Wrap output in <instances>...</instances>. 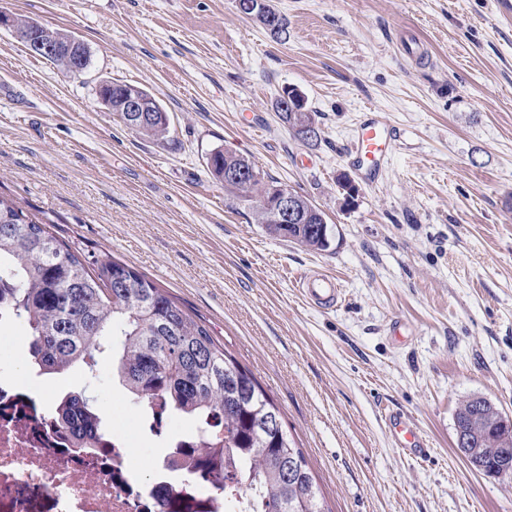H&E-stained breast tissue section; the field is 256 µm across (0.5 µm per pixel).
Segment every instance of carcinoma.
Segmentation results:
<instances>
[{
    "label": "carcinoma",
    "instance_id": "cac0c4a2",
    "mask_svg": "<svg viewBox=\"0 0 512 512\" xmlns=\"http://www.w3.org/2000/svg\"><path fill=\"white\" fill-rule=\"evenodd\" d=\"M251 19L275 36L288 22L270 0H251ZM103 98L120 111L119 83H100ZM151 106L146 122L134 131L157 139L169 133V115L143 88ZM276 110L292 128L315 122V114L294 88L282 89ZM246 166L252 182L242 188L224 180V171ZM213 178L275 237L311 250L330 247L324 213L310 201L295 224H272L268 212L272 188L251 160L230 149L208 158ZM0 309L26 326L31 365L42 374L80 366L90 372L112 358L126 389L145 407L159 402L169 413L192 420L197 438L191 448L173 453L186 458L185 470L213 474L222 492L260 493L263 512H326L302 450L284 427L270 428L267 418L280 414L253 374L216 341L204 324L134 268L108 253L86 267L80 257L50 234L47 225L28 217L14 201L0 196ZM495 405L470 396L456 408L454 423L470 435V462L493 477L509 472L512 444L498 424ZM51 417L87 451H105L102 417L80 393L58 398Z\"/></svg>",
    "mask_w": 512,
    "mask_h": 512
}]
</instances>
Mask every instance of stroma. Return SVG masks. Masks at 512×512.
I'll return each instance as SVG.
<instances>
[{
	"label": "stroma",
	"mask_w": 512,
	"mask_h": 512,
	"mask_svg": "<svg viewBox=\"0 0 512 512\" xmlns=\"http://www.w3.org/2000/svg\"><path fill=\"white\" fill-rule=\"evenodd\" d=\"M273 3L278 38L236 0H0L90 51L74 77L0 27V195L83 262L111 254L200 319L279 408L329 512H512V480L471 467L454 429L472 395L512 416V19L494 0ZM103 80L153 94L169 136L127 128L99 102ZM286 87L318 140L280 121ZM369 108L396 132L371 185L347 157ZM218 148L309 198L330 249L256 224L210 175ZM312 269L339 278L336 309L303 297ZM27 344L25 326L0 330V376L39 386L47 408L85 391L149 481L167 450L140 433L144 405L111 361L91 380L39 375ZM391 410L415 418L428 457L393 445Z\"/></svg>",
	"instance_id": "stroma-1"
}]
</instances>
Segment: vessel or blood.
<instances>
[{
    "label": "vessel or blood",
    "instance_id": "1",
    "mask_svg": "<svg viewBox=\"0 0 512 512\" xmlns=\"http://www.w3.org/2000/svg\"><path fill=\"white\" fill-rule=\"evenodd\" d=\"M395 137L391 125L379 110H371L361 121L352 137L349 152L362 164L363 176L375 182L388 162L391 143ZM308 302L321 310L335 308L341 298V287L337 278L322 272H308L298 281ZM386 422L396 447L423 456L428 452L415 422L405 413H387Z\"/></svg>",
    "mask_w": 512,
    "mask_h": 512
}]
</instances>
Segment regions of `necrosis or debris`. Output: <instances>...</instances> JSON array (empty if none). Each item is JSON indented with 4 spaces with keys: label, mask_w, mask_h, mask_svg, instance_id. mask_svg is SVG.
<instances>
[{
    "label": "necrosis or debris",
    "mask_w": 512,
    "mask_h": 512,
    "mask_svg": "<svg viewBox=\"0 0 512 512\" xmlns=\"http://www.w3.org/2000/svg\"><path fill=\"white\" fill-rule=\"evenodd\" d=\"M16 384L0 379V512H259L256 496H223L211 476L174 475L160 466L150 484L132 469L127 438L108 435L109 456L65 443L27 390L15 403Z\"/></svg>",
    "instance_id": "1"
}]
</instances>
